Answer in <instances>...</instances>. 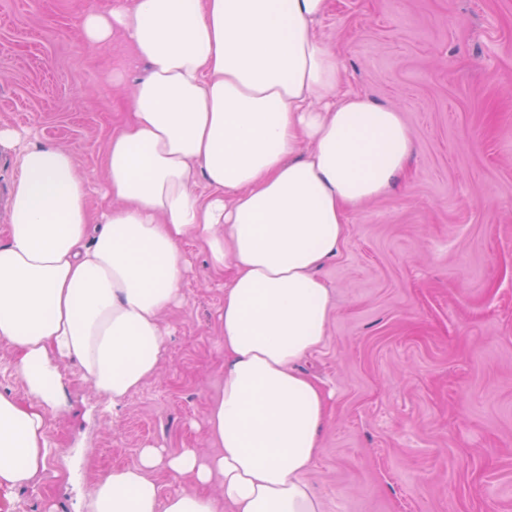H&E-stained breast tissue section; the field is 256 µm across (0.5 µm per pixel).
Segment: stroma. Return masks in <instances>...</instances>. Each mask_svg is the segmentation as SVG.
Listing matches in <instances>:
<instances>
[{"label":"stroma","mask_w":512,"mask_h":512,"mask_svg":"<svg viewBox=\"0 0 512 512\" xmlns=\"http://www.w3.org/2000/svg\"><path fill=\"white\" fill-rule=\"evenodd\" d=\"M111 4L0 0V125L70 150L95 209L106 142L146 74L121 38L79 39V18ZM317 33L344 88L400 112L417 148L318 271L327 336L300 367L331 398L307 480L322 512H512V0H331ZM183 254L156 374L115 409L65 367L47 468L1 487L0 512H85L97 479L150 444L214 453L227 275L195 242Z\"/></svg>","instance_id":"obj_1"}]
</instances>
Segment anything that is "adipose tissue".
Here are the masks:
<instances>
[{
	"label": "adipose tissue",
	"instance_id": "adipose-tissue-1",
	"mask_svg": "<svg viewBox=\"0 0 512 512\" xmlns=\"http://www.w3.org/2000/svg\"><path fill=\"white\" fill-rule=\"evenodd\" d=\"M329 0H114L79 22L92 48L124 37L147 75L104 160L94 214L71 152L0 126L19 175L0 240V340L28 397L0 392V486L45 470L75 366L112 406L163 357L162 315L183 300V245L230 271L218 314L217 447L142 448L99 478L87 512H319L306 480L329 396L299 362L325 341L349 212L388 192L414 140L399 112L343 90L316 25ZM204 193H197V185ZM179 479L164 491L156 472ZM216 484L220 496L204 494Z\"/></svg>",
	"mask_w": 512,
	"mask_h": 512
}]
</instances>
